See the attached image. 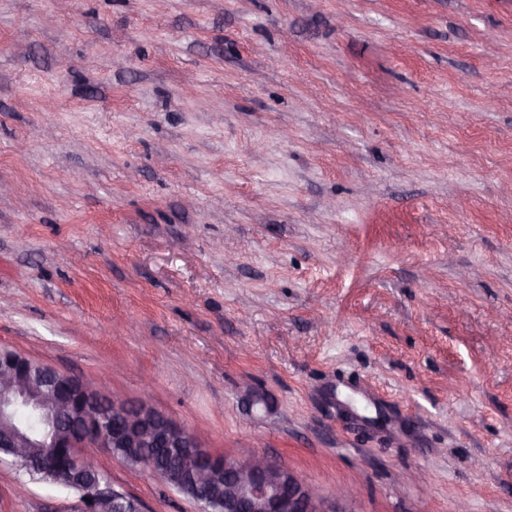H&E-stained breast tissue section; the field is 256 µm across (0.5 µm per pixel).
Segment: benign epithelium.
Listing matches in <instances>:
<instances>
[{"label":"benign epithelium","instance_id":"benign-epithelium-1","mask_svg":"<svg viewBox=\"0 0 512 512\" xmlns=\"http://www.w3.org/2000/svg\"><path fill=\"white\" fill-rule=\"evenodd\" d=\"M18 407L52 419L53 427L32 439L13 422ZM0 448L17 467L36 463L55 481L83 489L78 512H144L137 498L102 477L90 448H104L151 472V449H166L174 460L166 484L191 489L190 500L200 509L218 502L221 512H352L349 489L326 494L250 448L212 455L192 432L155 409L149 395L135 405L116 402L92 378L35 364L7 349H0Z\"/></svg>","mask_w":512,"mask_h":512}]
</instances>
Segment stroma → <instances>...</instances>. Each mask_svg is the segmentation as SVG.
I'll list each match as a JSON object with an SVG mask.
<instances>
[{"mask_svg":"<svg viewBox=\"0 0 512 512\" xmlns=\"http://www.w3.org/2000/svg\"><path fill=\"white\" fill-rule=\"evenodd\" d=\"M0 183V348L353 512H512V0H0Z\"/></svg>","mask_w":512,"mask_h":512,"instance_id":"1","label":"stroma"}]
</instances>
